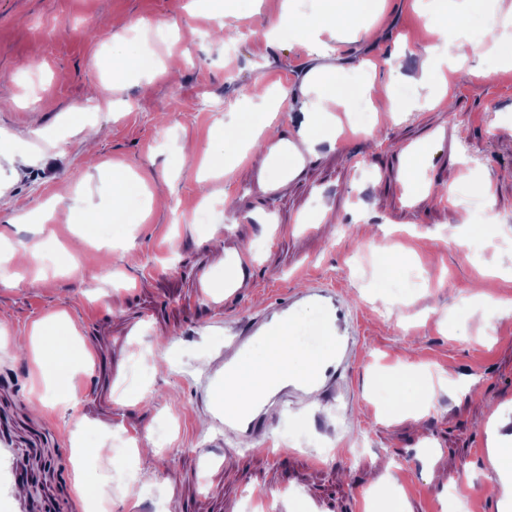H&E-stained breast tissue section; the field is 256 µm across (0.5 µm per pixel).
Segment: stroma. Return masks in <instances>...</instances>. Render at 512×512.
I'll return each mask as SVG.
<instances>
[{"mask_svg":"<svg viewBox=\"0 0 512 512\" xmlns=\"http://www.w3.org/2000/svg\"><path fill=\"white\" fill-rule=\"evenodd\" d=\"M370 3L349 0L358 24L320 38L337 92L385 81L388 97L369 95V125L339 109L340 139L321 133L272 159L229 116L253 111L247 89L263 74L279 137L299 141L320 64L301 29L324 19L326 0H259L253 15L219 20L207 0H0V258L17 277L0 285V329L27 336L54 320L71 340L39 376L31 354L0 345V434L28 512H88L65 479L77 453L106 512H378L366 494L383 488L395 512H448L464 479L467 512H512L485 455L512 448V316L483 336L474 320L476 294L512 299V0ZM447 11L463 15L465 38L489 36L435 106L443 87L420 83V50ZM220 21L238 34L234 51L213 36ZM115 50L133 62L119 78L99 65ZM80 100L88 111L72 114ZM213 152L218 170L202 173ZM405 172L450 198L410 194ZM119 173L134 200L87 234L81 209H111ZM459 206L465 244L446 251L436 237ZM23 207L31 221L15 223ZM308 217L327 223L313 231ZM374 241L402 250L401 264L381 261ZM236 274L245 287L229 286ZM204 277L216 297L201 295ZM314 281L354 309L355 351L334 392L282 401L269 452L242 449L211 404L224 331ZM164 424L163 448L141 455Z\"/></svg>","mask_w":512,"mask_h":512,"instance_id":"35a3bbf8","label":"stroma"}]
</instances>
